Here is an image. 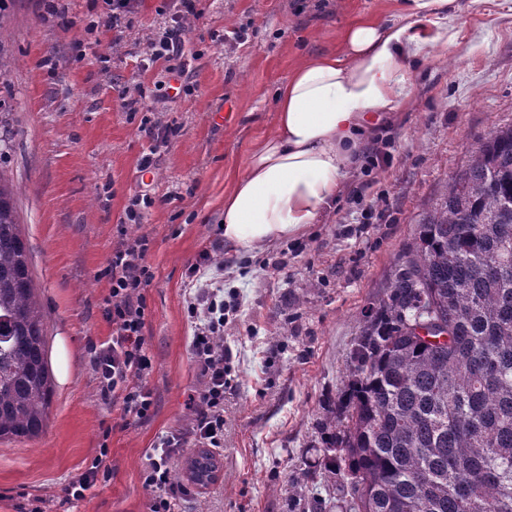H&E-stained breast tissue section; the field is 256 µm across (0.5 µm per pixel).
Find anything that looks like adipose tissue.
I'll return each mask as SVG.
<instances>
[{
	"label": "adipose tissue",
	"instance_id": "obj_1",
	"mask_svg": "<svg viewBox=\"0 0 512 512\" xmlns=\"http://www.w3.org/2000/svg\"><path fill=\"white\" fill-rule=\"evenodd\" d=\"M456 0H411L406 19H362L341 46L299 66L277 93L276 131L231 172L224 243L252 251L295 237L331 208L362 133L409 89L412 63L442 59L459 36Z\"/></svg>",
	"mask_w": 512,
	"mask_h": 512
}]
</instances>
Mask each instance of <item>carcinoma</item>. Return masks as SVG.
Segmentation results:
<instances>
[{
  "label": "carcinoma",
  "mask_w": 512,
  "mask_h": 512,
  "mask_svg": "<svg viewBox=\"0 0 512 512\" xmlns=\"http://www.w3.org/2000/svg\"><path fill=\"white\" fill-rule=\"evenodd\" d=\"M8 0H0V77ZM14 98L0 95V159ZM426 309L437 331L412 327ZM55 384L14 186L0 164V441L48 426ZM349 512H512V125L476 142L398 255L323 422ZM188 468L213 481L200 451Z\"/></svg>",
  "instance_id": "cac0c4a2"
}]
</instances>
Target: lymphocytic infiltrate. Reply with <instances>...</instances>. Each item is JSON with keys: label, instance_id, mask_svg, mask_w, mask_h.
Listing matches in <instances>:
<instances>
[{"label": "lymphocytic infiltrate", "instance_id": "obj_1", "mask_svg": "<svg viewBox=\"0 0 512 512\" xmlns=\"http://www.w3.org/2000/svg\"><path fill=\"white\" fill-rule=\"evenodd\" d=\"M201 14L197 0H177L168 24L147 45V65L165 62L170 76L181 77L185 66L188 34L196 31ZM147 235L128 236L120 232L112 250L106 274L109 292L103 299V316L112 326V336L94 349L90 364L103 400L119 403L123 418L144 420L154 407L153 393L146 383L153 369L143 329L146 304L143 294L152 275L147 265ZM185 311L193 334L190 351L200 384L189 398L193 423L189 431L162 436L147 456L142 471L145 487L153 495L149 512H179L186 489L174 482L172 466L187 443L220 451L224 446V396L233 389L230 353L224 346V327L237 307L224 301V264L211 250H202L186 269ZM112 460L108 446L76 474L65 488L67 499H84L99 478H110Z\"/></svg>", "mask_w": 512, "mask_h": 512}]
</instances>
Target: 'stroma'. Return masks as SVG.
I'll return each mask as SVG.
<instances>
[{
	"label": "stroma",
	"mask_w": 512,
	"mask_h": 512,
	"mask_svg": "<svg viewBox=\"0 0 512 512\" xmlns=\"http://www.w3.org/2000/svg\"><path fill=\"white\" fill-rule=\"evenodd\" d=\"M461 25L444 60L413 63L410 95L376 124L387 142L388 169L354 161L349 186L385 210L361 223L360 206L338 198L300 235L253 252L224 251V296L239 312L224 327L236 388L224 407L219 476L186 482L182 512H345L341 484L324 467L322 422L340 395L363 314L387 291L395 262L424 214L475 141L512 123V0H458ZM408 0H200L202 30L189 34L187 77L197 90L156 93L161 66L145 69L146 43L165 22L164 0H137L120 43L101 33L98 50L76 59L80 32L41 19L43 0H12L7 47L16 66L0 92L16 99L14 145L7 166L15 206L48 320L51 351L67 348L70 378L57 384L46 433L0 442V512H29L46 499L52 512H148L141 470L158 436L188 429V397L198 387L191 328L184 312L185 272L212 245L224 217L228 174L272 133L276 101L297 65L337 50L357 20L395 22ZM155 92L161 120L177 119L178 136L159 148L150 186L138 160L150 141L123 107L134 84ZM157 199L132 234L151 240L154 277L144 294V335L154 360L147 379L152 415L126 422L103 402L90 349L112 328L101 303L103 270L117 224L140 191ZM279 260L282 271L269 270ZM112 451V476L85 499L64 504L65 487L97 453Z\"/></svg>",
	"instance_id": "obj_1"
}]
</instances>
